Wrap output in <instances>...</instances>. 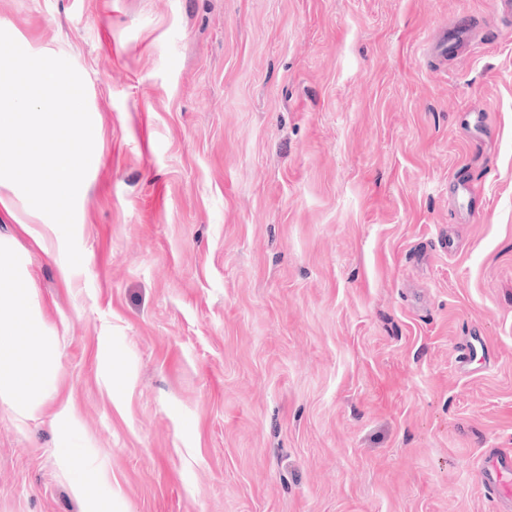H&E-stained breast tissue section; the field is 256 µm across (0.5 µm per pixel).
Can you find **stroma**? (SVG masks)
I'll return each instance as SVG.
<instances>
[{
  "mask_svg": "<svg viewBox=\"0 0 512 512\" xmlns=\"http://www.w3.org/2000/svg\"><path fill=\"white\" fill-rule=\"evenodd\" d=\"M490 2L0 0L82 76L100 158L80 268L45 214L0 223L54 366L44 414L0 396V512H83L69 448L107 512H495L474 470L512 448V22ZM443 25L473 52L424 57ZM480 339L479 336H470L460 344L457 369L465 376H472L487 369L488 353ZM478 347L481 350L480 358H478Z\"/></svg>",
  "mask_w": 512,
  "mask_h": 512,
  "instance_id": "obj_1",
  "label": "stroma"
}]
</instances>
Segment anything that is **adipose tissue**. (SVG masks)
I'll list each match as a JSON object with an SVG mask.
<instances>
[{
  "mask_svg": "<svg viewBox=\"0 0 512 512\" xmlns=\"http://www.w3.org/2000/svg\"><path fill=\"white\" fill-rule=\"evenodd\" d=\"M30 309L28 291L12 265L0 259V394L17 395V412L30 418L41 411L40 403L26 399L32 387L49 378L50 357L37 326H29L25 343L16 340L20 316Z\"/></svg>",
  "mask_w": 512,
  "mask_h": 512,
  "instance_id": "adipose-tissue-1",
  "label": "adipose tissue"
}]
</instances>
